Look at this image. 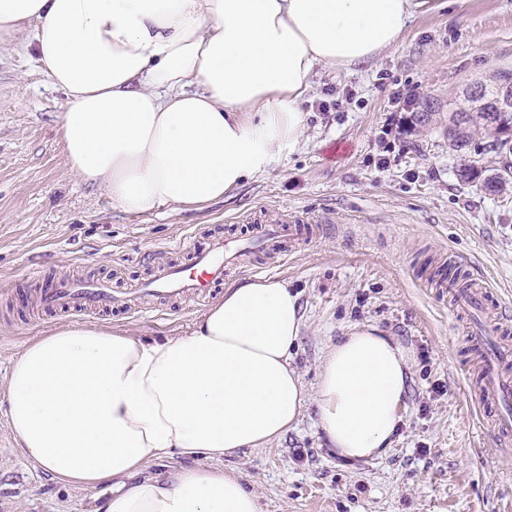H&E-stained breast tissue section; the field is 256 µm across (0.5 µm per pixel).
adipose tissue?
<instances>
[{
    "label": "adipose tissue",
    "mask_w": 512,
    "mask_h": 512,
    "mask_svg": "<svg viewBox=\"0 0 512 512\" xmlns=\"http://www.w3.org/2000/svg\"><path fill=\"white\" fill-rule=\"evenodd\" d=\"M417 0H0V46L29 33L66 97L71 172L139 214L199 210L279 165L303 132L318 69L367 64L404 36ZM287 280L233 283L190 334L142 340L76 322L27 345L7 385L24 455L65 485L115 482L97 512H260L224 456L280 439L316 401L337 456L392 444L408 355L348 330L315 391L291 365L302 337ZM205 458L168 479L153 462Z\"/></svg>",
    "instance_id": "obj_1"
}]
</instances>
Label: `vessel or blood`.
<instances>
[{
	"label": "vessel or blood",
	"instance_id": "b4317fda",
	"mask_svg": "<svg viewBox=\"0 0 512 512\" xmlns=\"http://www.w3.org/2000/svg\"><path fill=\"white\" fill-rule=\"evenodd\" d=\"M307 219L295 216L268 224L253 225L249 234L213 238L207 250L198 253L184 265L161 267L153 279L143 284L146 296L162 295L181 299L204 298L224 279L227 271L242 267L257 252L288 256L303 241L302 228ZM464 295L477 315L490 314L494 327L480 320L474 329L473 342L480 351L471 401L479 408H492L495 426L502 435L512 434V376L506 368L512 364V315L502 311L488 284L473 281ZM34 307L82 312L100 306L129 307L130 299L122 291L103 281L60 278L50 291L33 302Z\"/></svg>",
	"mask_w": 512,
	"mask_h": 512
}]
</instances>
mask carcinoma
Masks as SVG:
<instances>
[{"instance_id": "carcinoma-1", "label": "carcinoma", "mask_w": 512, "mask_h": 512, "mask_svg": "<svg viewBox=\"0 0 512 512\" xmlns=\"http://www.w3.org/2000/svg\"><path fill=\"white\" fill-rule=\"evenodd\" d=\"M477 92L478 95L469 97L468 108L448 113V148L456 153L466 151L480 134L487 137V141L474 152L500 154L507 148L505 137L512 131V112L500 111L498 85L489 88L482 84ZM460 176L467 183L481 180L482 189L491 194L512 190V162L507 159L491 170L464 166L460 168Z\"/></svg>"}]
</instances>
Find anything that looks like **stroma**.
Wrapping results in <instances>:
<instances>
[{"label":"stroma","mask_w":512,"mask_h":512,"mask_svg":"<svg viewBox=\"0 0 512 512\" xmlns=\"http://www.w3.org/2000/svg\"><path fill=\"white\" fill-rule=\"evenodd\" d=\"M504 70L512 0H421L403 38L376 60L318 70L302 138L278 169L198 211L138 215L70 171L58 133L65 96L40 72L28 35L0 47V512H90L103 493L60 484L16 444L6 383L25 346L73 321L146 340L183 336L208 306L145 297L129 311L35 313L28 298L65 275L137 287L161 264L189 262L210 236L246 233L269 210L318 222L286 263L254 259L228 280L277 276L299 293L305 327L292 365L306 387L327 348L362 326L400 342L410 380L382 458L337 457L312 404L279 440L240 449L225 468L261 512H512V440L496 439L468 397L472 312L430 280L450 266L512 300V198L462 182L446 136L449 100ZM407 85L432 101L429 121L398 111L391 95ZM338 100L342 109L319 108Z\"/></svg>","instance_id":"35a3bbf8"}]
</instances>
